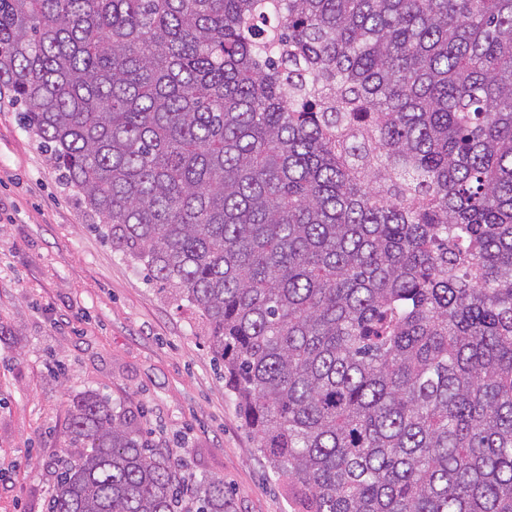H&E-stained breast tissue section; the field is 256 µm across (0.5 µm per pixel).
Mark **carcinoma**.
<instances>
[{
	"label": "carcinoma",
	"instance_id": "obj_1",
	"mask_svg": "<svg viewBox=\"0 0 512 512\" xmlns=\"http://www.w3.org/2000/svg\"><path fill=\"white\" fill-rule=\"evenodd\" d=\"M0 95L303 512H512V0H0ZM69 413L48 512H232Z\"/></svg>",
	"mask_w": 512,
	"mask_h": 512
}]
</instances>
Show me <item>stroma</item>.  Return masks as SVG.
I'll return each instance as SVG.
<instances>
[{"label":"stroma","mask_w":512,"mask_h":512,"mask_svg":"<svg viewBox=\"0 0 512 512\" xmlns=\"http://www.w3.org/2000/svg\"><path fill=\"white\" fill-rule=\"evenodd\" d=\"M133 411L233 512H297L244 426L196 308L113 250L17 109L0 105V512H46L71 399Z\"/></svg>","instance_id":"1"}]
</instances>
